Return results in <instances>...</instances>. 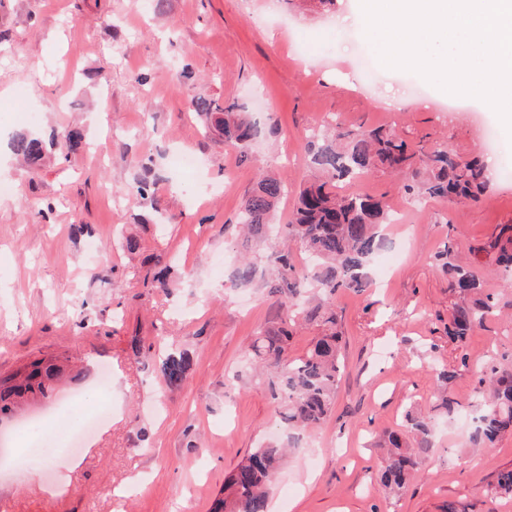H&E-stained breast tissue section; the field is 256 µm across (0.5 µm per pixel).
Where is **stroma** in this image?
Instances as JSON below:
<instances>
[{
    "label": "stroma",
    "mask_w": 512,
    "mask_h": 512,
    "mask_svg": "<svg viewBox=\"0 0 512 512\" xmlns=\"http://www.w3.org/2000/svg\"><path fill=\"white\" fill-rule=\"evenodd\" d=\"M356 0H0V374L38 358L68 372L54 395L0 421V444L25 452L29 423L57 438L47 466L0 470V512H210L224 479L263 441L284 434L261 373L242 375L251 344L278 322L280 306L260 283L232 284L241 252L271 269L273 242L244 244L241 205L259 173L287 190L274 221L289 224L309 175L308 145L329 119L396 132L408 145H443L471 156L489 120L495 159L512 148L496 113L457 100L413 72L368 87L359 59L380 68L365 31L338 29ZM201 96L245 106L258 126L248 161L224 142L213 119L190 104ZM402 97L396 110L381 99ZM82 128L87 144L46 153L38 174L11 152L15 134L42 138ZM197 175L171 166L181 151ZM152 184L144 200L131 187ZM386 173L337 183L406 210L390 224L381 255L397 259L391 279L336 296L342 376L332 414L302 437L274 480L273 512H512L496 497L512 469V435L491 450L468 441L478 414L481 369L512 366V288L485 258L474 269L495 293L496 315L463 346L448 341V278L433 255L461 251L512 224V175H495L479 202L409 200ZM135 233L138 250L121 245ZM97 254H90L89 245ZM168 285L155 288L158 266ZM187 354L191 378L169 387L158 370ZM112 371L106 393L98 365ZM451 382L439 381L443 367ZM83 392L65 408L66 392ZM455 403L454 415L441 406ZM106 403L110 419L75 469L64 442L84 407ZM433 427L429 451L406 494L392 500L377 478L378 442L404 428L407 408ZM64 491H56L59 481Z\"/></svg>",
    "instance_id": "1"
}]
</instances>
